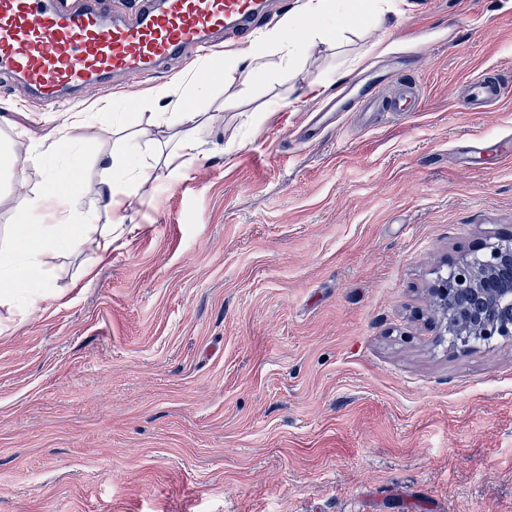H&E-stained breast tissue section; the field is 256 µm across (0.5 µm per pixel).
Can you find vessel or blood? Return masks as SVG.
<instances>
[{
	"label": "vessel or blood",
	"mask_w": 512,
	"mask_h": 512,
	"mask_svg": "<svg viewBox=\"0 0 512 512\" xmlns=\"http://www.w3.org/2000/svg\"><path fill=\"white\" fill-rule=\"evenodd\" d=\"M262 11L259 0H140L127 18L108 0H0V76L25 98L71 103L113 79L153 75L202 48L250 37ZM464 93L471 111L485 112L506 86L481 72L465 80ZM416 96L414 87L391 94L378 83L350 103L359 112H399Z\"/></svg>",
	"instance_id": "vessel-or-blood-1"
}]
</instances>
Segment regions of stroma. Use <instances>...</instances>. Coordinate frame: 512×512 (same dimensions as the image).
<instances>
[{
    "instance_id": "obj_1",
    "label": "stroma",
    "mask_w": 512,
    "mask_h": 512,
    "mask_svg": "<svg viewBox=\"0 0 512 512\" xmlns=\"http://www.w3.org/2000/svg\"><path fill=\"white\" fill-rule=\"evenodd\" d=\"M385 2L292 71H225L194 101L197 158L160 96L238 41L71 106L0 77V244L48 168L121 148L113 125L152 166L105 259L47 255L45 311L0 306V512H512V341L452 346L429 293L512 237V96L460 92L485 69L512 85V0H402L380 24ZM340 71L415 84L419 108L303 140ZM474 135L492 162L463 163ZM100 179L84 154L73 223H111ZM506 86L488 72H480L464 81V93L472 112H487L500 103L506 94Z\"/></svg>"
}]
</instances>
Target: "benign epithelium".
Wrapping results in <instances>:
<instances>
[{"mask_svg": "<svg viewBox=\"0 0 512 512\" xmlns=\"http://www.w3.org/2000/svg\"><path fill=\"white\" fill-rule=\"evenodd\" d=\"M512 270V243L485 244L480 258L463 262L437 280L433 294L454 346L468 347L495 336L512 337V279L499 272Z\"/></svg>", "mask_w": 512, "mask_h": 512, "instance_id": "7a95c632", "label": "benign epithelium"}]
</instances>
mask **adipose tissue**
I'll list each match as a JSON object with an SVG mask.
<instances>
[{"instance_id":"ef3b65f1","label":"adipose tissue","mask_w":512,"mask_h":512,"mask_svg":"<svg viewBox=\"0 0 512 512\" xmlns=\"http://www.w3.org/2000/svg\"><path fill=\"white\" fill-rule=\"evenodd\" d=\"M364 9V0H305L261 41L237 48L233 54L235 66L245 81L255 80L265 73L268 50L280 52L283 62L293 63L308 42L335 38L341 28L355 25ZM189 84V90L172 93L168 112L169 118L182 127L175 149L186 157L200 153L201 144L195 136L199 114L191 100L195 91L206 88L207 81L193 77ZM97 162L100 201L114 213L110 230L92 236L85 225L72 223V200L65 185L69 174L49 172L41 189L17 213L14 238L8 246L0 247V305L13 302L30 283H46L45 255L65 248H86L102 257L111 252L116 233L128 232V225L117 213L135 186L148 177L149 168L132 148L98 154Z\"/></svg>"}]
</instances>
